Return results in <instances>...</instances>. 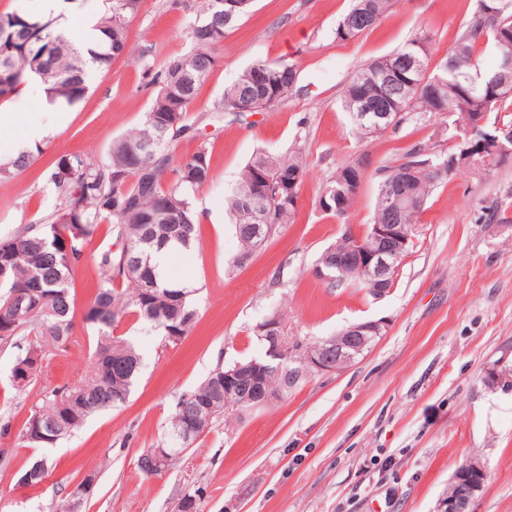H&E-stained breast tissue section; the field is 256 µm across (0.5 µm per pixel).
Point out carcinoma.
I'll return each instance as SVG.
<instances>
[{
  "mask_svg": "<svg viewBox=\"0 0 512 512\" xmlns=\"http://www.w3.org/2000/svg\"><path fill=\"white\" fill-rule=\"evenodd\" d=\"M112 6L94 29L102 37L98 49L85 59L75 47L74 35L60 28L55 19L38 14H0V101H7L22 87L37 81L53 104L73 106L89 91L92 75L110 69L112 61L128 48L129 19L136 16L141 0H111ZM219 0H203L202 14L190 26V51L156 61L142 53L141 65L152 99L141 125L113 140L108 159L96 161L85 153L64 154L42 174L56 194L59 204L51 213L16 229L0 239V258L6 268L0 272V310L13 292L27 282H39L43 303L37 309L17 313L16 332L0 334V346H18V338H28L14 365H28L24 382L12 381L17 391L35 385L43 364H31L39 353L42 359L67 348L76 318L72 293L75 274L83 258L85 243L100 231L114 239L117 250L107 248L98 256L99 286L89 309L96 318H84L96 331L97 364L93 372L75 386L42 388V398L33 405L27 421H49L67 408H84V417L107 411L126 402L141 363L136 349L125 339L112 335V326L126 311L167 334L172 316L173 296L181 298L183 309L196 312L191 290L169 282L150 263L152 251L165 247L191 249L198 240L200 219L193 196L211 174L208 150L198 149L178 156L174 144L193 137L196 128L188 112L201 86L218 63L216 47L228 29L249 13L252 3L227 17ZM391 0H353L340 20L336 35L351 39L378 24ZM427 39L416 38L390 54L360 66L345 85L342 107L354 131L372 137L396 124L406 112H429L453 117L459 141L448 151L433 153L423 147L412 150L404 161L379 169L372 223H395L412 230L424 211L433 187L453 179L463 170H491L508 155L477 165L470 160V144L496 129L489 124L475 129L474 115H486L512 102V76L501 87H490L503 77L502 64L512 58V0H480L479 10L459 36L439 73L428 77ZM489 46L495 55L493 66L481 68L477 45ZM414 57L411 70L394 73L391 83L380 75L392 69L401 57ZM298 80L294 63L285 59H258L251 62L237 80L224 89L213 105L215 112L237 113L249 103L269 110L284 102ZM25 151L13 161L0 164V182L16 178L32 164ZM370 160L355 158L336 172L322 189L320 209L338 218L354 203ZM306 160L301 152L273 155L260 151L243 167L227 207L242 251L234 260L241 264L256 250L253 227L268 224L277 229L294 222L299 188ZM271 177L269 193L260 211L248 202L256 176ZM79 224L76 236L71 225ZM70 236V254L60 253L54 244ZM139 257L135 267L126 257ZM217 374L182 395L175 406L170 431L181 430L195 406H209L218 392Z\"/></svg>",
  "mask_w": 512,
  "mask_h": 512,
  "instance_id": "cac0c4a2",
  "label": "carcinoma"
}]
</instances>
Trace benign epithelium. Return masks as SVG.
<instances>
[{"instance_id":"1","label":"benign epithelium","mask_w":512,"mask_h":512,"mask_svg":"<svg viewBox=\"0 0 512 512\" xmlns=\"http://www.w3.org/2000/svg\"><path fill=\"white\" fill-rule=\"evenodd\" d=\"M510 152L507 144L495 136L482 141L480 155L489 160ZM410 239V233L401 224H373L365 234L348 230L324 257L323 264L316 266L315 275L323 280L359 276L366 280L374 298H382L390 292L391 277L400 267ZM15 299L29 307H37L41 303L40 289L33 286L20 288ZM385 327L380 320L362 321L347 326L334 336L306 345L288 336L287 328L278 319L267 317L255 327L256 335L268 343L264 356L237 361L218 371L224 382V395H216L217 402L224 404L226 410L268 406L286 396L310 375L338 372L355 362L371 348ZM285 359L295 366L285 369L279 385L270 384L268 373L272 364ZM62 427L64 423L58 419L46 426L32 424L27 437L45 442L49 433H56ZM207 429L205 421L196 418L179 432L180 440L186 444L192 436ZM173 453V449L163 445L150 449L145 459L147 475L164 472ZM485 477L486 469L481 461L475 459L466 463L455 475L456 480L464 481L466 485L462 491L444 499L443 512H472V504L483 488Z\"/></svg>"}]
</instances>
